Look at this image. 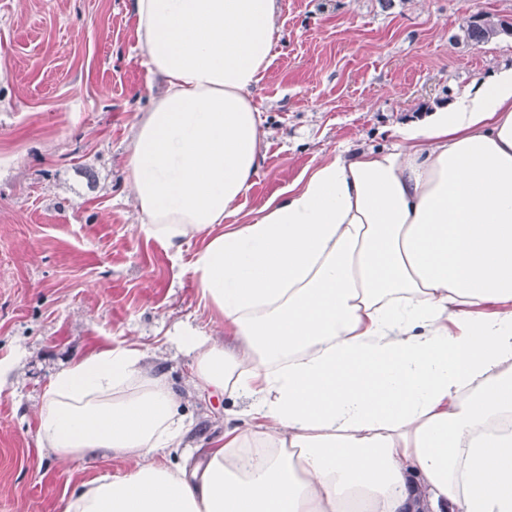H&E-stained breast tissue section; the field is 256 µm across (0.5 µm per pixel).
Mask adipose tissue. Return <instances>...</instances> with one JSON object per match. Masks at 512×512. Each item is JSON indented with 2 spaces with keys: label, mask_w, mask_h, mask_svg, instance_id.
Instances as JSON below:
<instances>
[{
  "label": "adipose tissue",
  "mask_w": 512,
  "mask_h": 512,
  "mask_svg": "<svg viewBox=\"0 0 512 512\" xmlns=\"http://www.w3.org/2000/svg\"><path fill=\"white\" fill-rule=\"evenodd\" d=\"M149 74L126 171L141 232L198 239L227 342L176 328L194 386L247 400L193 472L178 397L135 347L60 372L39 441L135 459L65 512H512V66L390 143L324 157L246 224L253 95L279 0H130ZM223 232H216V225Z\"/></svg>",
  "instance_id": "adipose-tissue-1"
}]
</instances>
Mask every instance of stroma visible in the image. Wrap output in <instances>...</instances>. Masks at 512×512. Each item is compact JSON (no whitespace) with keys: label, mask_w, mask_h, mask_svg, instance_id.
<instances>
[{"label":"stroma","mask_w":512,"mask_h":512,"mask_svg":"<svg viewBox=\"0 0 512 512\" xmlns=\"http://www.w3.org/2000/svg\"><path fill=\"white\" fill-rule=\"evenodd\" d=\"M281 36L254 103L266 136L237 223L339 146L389 142L403 122L512 64V34L475 45L462 22L512 23V0H280ZM155 82L129 0H0V512H64L123 456L61 459L38 440L42 396L71 363L132 345L176 391L183 444L203 455L240 402L192 382L169 333L223 338L174 248L138 231L125 158Z\"/></svg>","instance_id":"stroma-1"}]
</instances>
